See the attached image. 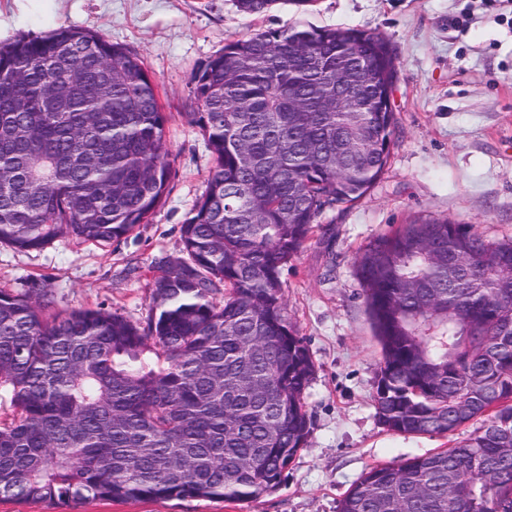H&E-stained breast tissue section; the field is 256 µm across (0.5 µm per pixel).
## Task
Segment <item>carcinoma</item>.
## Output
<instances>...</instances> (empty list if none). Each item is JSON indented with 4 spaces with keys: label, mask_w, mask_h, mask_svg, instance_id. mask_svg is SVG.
<instances>
[{
    "label": "carcinoma",
    "mask_w": 512,
    "mask_h": 512,
    "mask_svg": "<svg viewBox=\"0 0 512 512\" xmlns=\"http://www.w3.org/2000/svg\"><path fill=\"white\" fill-rule=\"evenodd\" d=\"M277 0H237L262 14ZM365 67L336 106V68ZM395 58L359 29L233 40L189 81L188 122L215 165L181 226L186 257L152 277L145 323L0 290V497L257 499L306 445L314 363L281 275L327 209L377 182L398 128ZM156 80L131 50L59 27L0 44V244H107L174 176ZM382 349L375 405L450 448L370 467L339 512H512V237L446 219L399 226L355 257ZM224 291V297L214 295Z\"/></svg>",
    "instance_id": "1"
}]
</instances>
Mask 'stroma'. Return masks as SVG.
Masks as SVG:
<instances>
[{
	"instance_id": "1",
	"label": "stroma",
	"mask_w": 512,
	"mask_h": 512,
	"mask_svg": "<svg viewBox=\"0 0 512 512\" xmlns=\"http://www.w3.org/2000/svg\"><path fill=\"white\" fill-rule=\"evenodd\" d=\"M292 25L355 28L395 52L399 131L358 202L325 211L281 276L285 314L315 365L304 394L306 446L278 488L253 501L203 499L68 505L0 500V512H338L368 467L438 452L468 436L387 431L374 394L381 350L355 275L359 248L420 218L490 239L512 236V0H279L250 15L236 0H0V43L62 26L104 34L137 53L157 82L175 176L165 204L127 238H62L39 251L0 245V289H50L54 311L103 308L140 321L156 267L181 255V226L213 167L188 122V83L225 43Z\"/></svg>"
}]
</instances>
